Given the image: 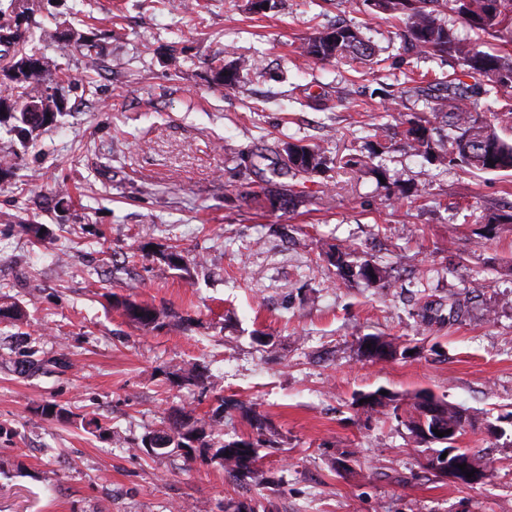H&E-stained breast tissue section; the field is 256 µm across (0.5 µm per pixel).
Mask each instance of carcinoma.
Masks as SVG:
<instances>
[{"label":"carcinoma","mask_w":512,"mask_h":512,"mask_svg":"<svg viewBox=\"0 0 512 512\" xmlns=\"http://www.w3.org/2000/svg\"><path fill=\"white\" fill-rule=\"evenodd\" d=\"M0 2V45L4 56L10 57L8 65L0 71L10 81L25 89L22 105L0 98V124H9V132L20 142L33 139L34 133L55 120V113H47L41 105L56 104L53 96L47 94L52 72L62 71V64L48 61L44 57L24 52V32L17 20L26 14L22 8L25 0ZM373 14H384L401 19L405 26L404 40L420 53L448 57L460 62L462 75L475 79L469 85L458 78L439 83L438 94L425 95L426 107L435 115L442 116L449 123L448 140L434 141L427 127L414 117L400 116L398 127L410 150L424 153L440 165L452 161L457 165L485 172L512 170V141L499 136L486 116L475 111L472 98L491 93L507 95L512 92V53L495 48L482 49V44L462 36L452 26L459 20L468 29L486 34L507 45L512 44V0H363ZM301 53L315 61H340L366 63L375 58L374 45L365 40L359 28L350 25L318 31L306 39ZM251 63L237 59L230 64L219 61L213 67L216 79L227 90L239 86L243 72L250 70ZM288 169L305 173H317L327 164L326 156L318 149L307 145L288 143L285 147ZM326 256L344 277L358 275L368 281L378 282L385 278L386 271L365 261L354 265L348 261L350 253L339 247H330ZM127 315L143 328L158 326L161 312L149 304L125 301ZM430 398L420 394L409 408H403L398 396L383 395L380 391L358 393L353 405L367 415L392 413L397 419H404L410 432H415L417 421L422 415L423 401ZM366 403L359 404L360 400ZM441 410L437 419L446 424L468 421L465 410L450 406L439 400ZM38 413L47 421H62L68 411L54 403L38 407ZM250 427L256 431L254 438L224 439L215 431L205 432L190 416L182 412L167 431L148 433L142 437V448L149 454L163 455L173 447L187 459L195 458L198 448L213 450L211 459L219 461L228 477L235 481L257 479L258 448L262 446L265 422L252 409L243 414Z\"/></svg>","instance_id":"carcinoma-1"}]
</instances>
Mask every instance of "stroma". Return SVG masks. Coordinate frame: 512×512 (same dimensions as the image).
<instances>
[{
  "label": "stroma",
  "instance_id": "1",
  "mask_svg": "<svg viewBox=\"0 0 512 512\" xmlns=\"http://www.w3.org/2000/svg\"><path fill=\"white\" fill-rule=\"evenodd\" d=\"M28 5L27 51L96 90L61 84L53 124L28 144L0 129V156L15 157L0 178V295L27 312L0 323V512H512V430H487L512 412V171L441 167L396 135L375 152L376 125L401 112L447 138L414 89L460 65L406 49L402 22L363 0H277L261 14L249 0ZM342 21L375 63L301 56ZM90 32L95 48L67 46ZM218 54L254 61L236 90L214 80ZM288 142L319 146L327 167L287 170ZM361 156L368 167L349 165ZM271 189L292 191L290 209L270 207ZM25 220L45 240L17 233ZM330 244L385 281L341 278ZM173 246L182 267L165 258ZM123 299L163 310L161 324L130 321ZM365 336L410 353L364 358ZM32 344L65 366L21 373ZM191 367L214 387L179 386ZM380 388L465 410L459 446L488 461L485 482L438 476L403 422L358 412L354 395ZM46 402L70 421L42 419ZM242 404L266 420L263 484L138 448L180 408L249 437ZM91 418L111 437L85 430Z\"/></svg>",
  "mask_w": 512,
  "mask_h": 512
}]
</instances>
